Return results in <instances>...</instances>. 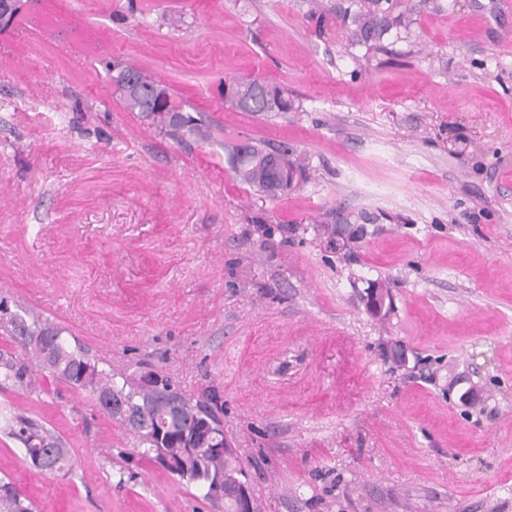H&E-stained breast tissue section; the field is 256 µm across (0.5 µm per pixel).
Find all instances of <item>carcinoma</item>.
<instances>
[{
	"label": "carcinoma",
	"instance_id": "carcinoma-1",
	"mask_svg": "<svg viewBox=\"0 0 512 512\" xmlns=\"http://www.w3.org/2000/svg\"><path fill=\"white\" fill-rule=\"evenodd\" d=\"M421 7L419 0H331L316 16L318 27L323 28L330 21L343 32L345 41L352 48L378 51L384 48V41H399L411 32L413 16ZM112 82L116 89L123 90L124 84L134 80L141 87L138 95L123 97L126 107L132 112L145 115L154 113L155 101L151 92L158 87L157 81L149 78L137 67L116 61ZM233 94L227 99L240 112L271 117L293 109L292 100L277 85L265 80H232ZM174 111L169 123L173 130L187 129L194 133L199 130L195 118L182 114L181 106L171 105ZM288 159L283 163L287 169L288 183L282 194L297 189L306 177L307 164L294 156V150L284 147ZM269 148L260 143L247 146L235 144L228 152V163L236 178L243 184L266 193L270 185L271 172L264 162ZM0 299V327L5 335L27 348L32 359L49 375L60 382L78 389L87 390L95 396L107 416L134 433L143 448L141 456L150 462H160V452L173 457L183 454L175 439L185 433H194L211 423L224 434V424L205 401H191L180 395L163 376L160 385L151 389L146 377L135 378L125 374H114L99 366L88 352L77 344H71L65 336L66 330L59 324L42 318L27 310L12 312ZM0 375L15 385L25 384L27 368L8 355L0 354ZM0 422L15 440L23 445L24 455L39 456L42 469L60 472L70 463V452L66 443L43 426L11 412L0 415ZM166 430L173 438L168 448H156L157 426ZM189 478L186 483L194 486L202 497H207L209 482L224 473L228 479L242 475V468L233 450L224 456L213 454L209 448L199 449L195 456L185 458ZM0 512H33V503L23 496L9 482H0Z\"/></svg>",
	"mask_w": 512,
	"mask_h": 512
}]
</instances>
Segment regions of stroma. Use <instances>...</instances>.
I'll return each mask as SVG.
<instances>
[{
	"instance_id": "stroma-1",
	"label": "stroma",
	"mask_w": 512,
	"mask_h": 512,
	"mask_svg": "<svg viewBox=\"0 0 512 512\" xmlns=\"http://www.w3.org/2000/svg\"><path fill=\"white\" fill-rule=\"evenodd\" d=\"M320 0H22L0 26V298L113 372L214 394L260 512H512V7L431 0L350 51ZM165 85L200 135L129 111L107 62ZM265 79L298 111L225 104ZM286 142L309 179L270 198L225 144ZM340 213L371 217L346 243ZM377 281L385 321L358 299ZM402 341L416 368L382 346ZM27 362L0 413L60 435L69 473L0 429L35 512H214L94 396ZM484 389L473 408L448 384Z\"/></svg>"
}]
</instances>
